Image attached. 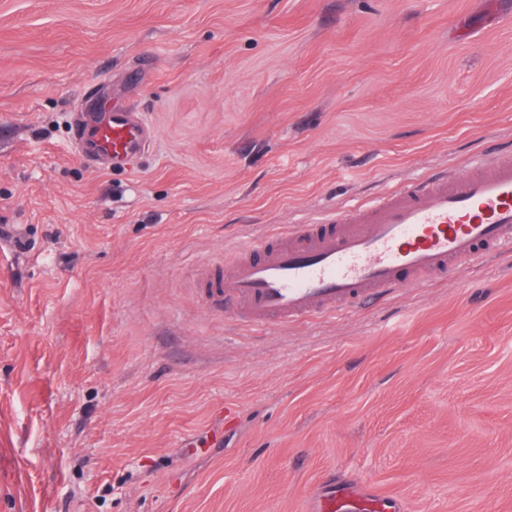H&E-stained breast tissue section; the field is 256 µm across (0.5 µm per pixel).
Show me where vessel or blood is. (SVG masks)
Segmentation results:
<instances>
[{
    "mask_svg": "<svg viewBox=\"0 0 512 512\" xmlns=\"http://www.w3.org/2000/svg\"><path fill=\"white\" fill-rule=\"evenodd\" d=\"M87 115L72 139L92 168L142 155L149 129L134 108L106 106L84 93ZM485 174H430L377 200L311 224H290L242 246L214 270L208 307L259 327L285 325L421 283L486 256L512 252V158Z\"/></svg>",
    "mask_w": 512,
    "mask_h": 512,
    "instance_id": "b4317fda",
    "label": "vessel or blood"
}]
</instances>
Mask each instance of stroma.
Listing matches in <instances>:
<instances>
[{
  "label": "stroma",
  "instance_id": "1",
  "mask_svg": "<svg viewBox=\"0 0 512 512\" xmlns=\"http://www.w3.org/2000/svg\"><path fill=\"white\" fill-rule=\"evenodd\" d=\"M99 85L152 141L97 171ZM512 157V0H0V512H512V257L254 328L251 239Z\"/></svg>",
  "mask_w": 512,
  "mask_h": 512
}]
</instances>
